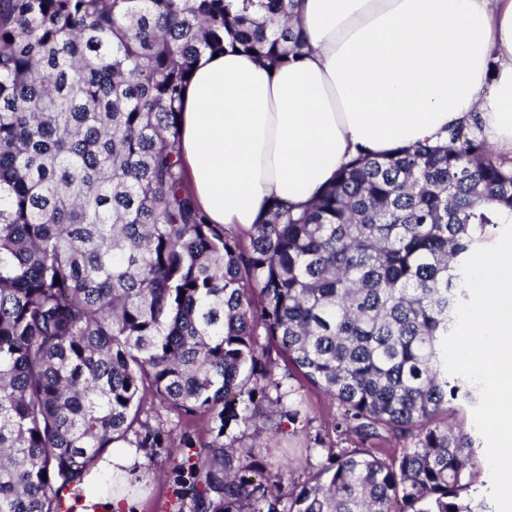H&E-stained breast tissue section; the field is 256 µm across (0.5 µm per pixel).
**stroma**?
I'll return each instance as SVG.
<instances>
[{
    "mask_svg": "<svg viewBox=\"0 0 512 512\" xmlns=\"http://www.w3.org/2000/svg\"><path fill=\"white\" fill-rule=\"evenodd\" d=\"M303 404L296 422L258 419L249 429L233 428L226 435L236 445L253 447L262 470L258 482L291 487L326 464L330 453L357 447L358 441L337 430L336 403L300 376L288 381ZM149 423L174 438V447L149 449L144 467L154 475L151 490L131 484L133 495H146L142 512H204L199 492L212 469L207 450L212 437L203 417H186L166 408L149 414Z\"/></svg>",
    "mask_w": 512,
    "mask_h": 512,
    "instance_id": "1",
    "label": "stroma"
}]
</instances>
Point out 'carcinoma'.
Returning a JSON list of instances; mask_svg holds the SVG:
<instances>
[{"label": "carcinoma", "mask_w": 512, "mask_h": 512, "mask_svg": "<svg viewBox=\"0 0 512 512\" xmlns=\"http://www.w3.org/2000/svg\"><path fill=\"white\" fill-rule=\"evenodd\" d=\"M294 0H0V512H60L114 440L160 448L146 400L209 414L211 512H482L448 411L478 389L441 342L461 265L512 216V159L448 129L359 154L297 211L211 224L177 150L205 52L280 66L308 46ZM60 284H55V280ZM286 360L337 404L343 448L283 493L231 425L294 422Z\"/></svg>", "instance_id": "carcinoma-1"}]
</instances>
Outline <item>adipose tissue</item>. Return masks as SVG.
<instances>
[{
  "mask_svg": "<svg viewBox=\"0 0 512 512\" xmlns=\"http://www.w3.org/2000/svg\"><path fill=\"white\" fill-rule=\"evenodd\" d=\"M295 2L311 43L297 60L274 69L229 50L193 66L177 148L210 223H263L272 202L308 204L359 152L434 143L461 124L512 157V0ZM144 454L103 449L62 491L65 512H141L120 487Z\"/></svg>",
  "mask_w": 512,
  "mask_h": 512,
  "instance_id": "1",
  "label": "adipose tissue"
}]
</instances>
